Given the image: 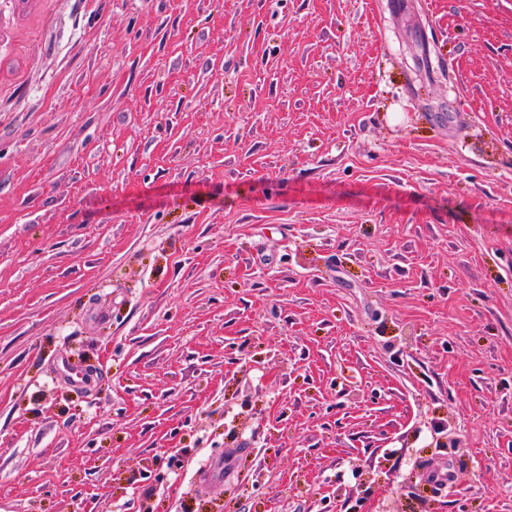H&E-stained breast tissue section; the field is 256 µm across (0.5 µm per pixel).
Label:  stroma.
Wrapping results in <instances>:
<instances>
[{"mask_svg":"<svg viewBox=\"0 0 512 512\" xmlns=\"http://www.w3.org/2000/svg\"><path fill=\"white\" fill-rule=\"evenodd\" d=\"M0 512H512V0H0Z\"/></svg>","mask_w":512,"mask_h":512,"instance_id":"stroma-1","label":"stroma"}]
</instances>
